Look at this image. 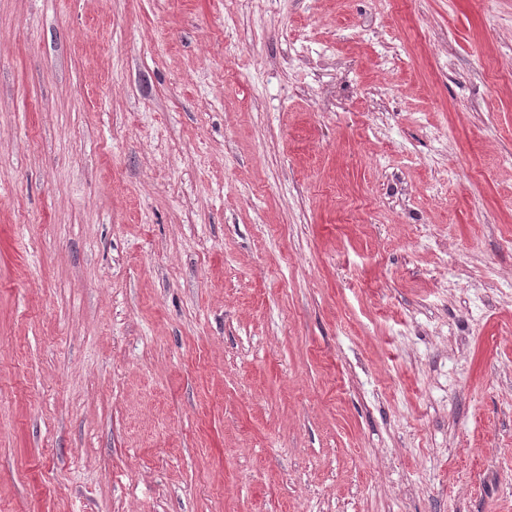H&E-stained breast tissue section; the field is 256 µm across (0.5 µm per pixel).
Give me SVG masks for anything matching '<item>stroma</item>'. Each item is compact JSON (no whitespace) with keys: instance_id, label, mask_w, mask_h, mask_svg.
<instances>
[{"instance_id":"1","label":"stroma","mask_w":512,"mask_h":512,"mask_svg":"<svg viewBox=\"0 0 512 512\" xmlns=\"http://www.w3.org/2000/svg\"><path fill=\"white\" fill-rule=\"evenodd\" d=\"M0 512H512V0H0Z\"/></svg>"}]
</instances>
